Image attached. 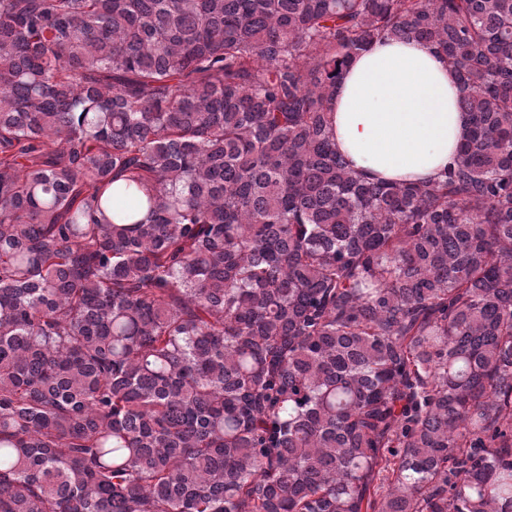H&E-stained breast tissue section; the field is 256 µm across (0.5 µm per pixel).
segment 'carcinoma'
Wrapping results in <instances>:
<instances>
[{
  "mask_svg": "<svg viewBox=\"0 0 512 512\" xmlns=\"http://www.w3.org/2000/svg\"><path fill=\"white\" fill-rule=\"evenodd\" d=\"M385 40L434 182L333 143ZM0 512H512V0H0ZM447 61L415 41L376 43L343 72L331 105L336 147L367 179L435 180L469 130Z\"/></svg>",
  "mask_w": 512,
  "mask_h": 512,
  "instance_id": "cac0c4a2",
  "label": "carcinoma"
}]
</instances>
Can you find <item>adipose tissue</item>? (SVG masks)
I'll list each match as a JSON object with an SVG mask.
<instances>
[{"label":"adipose tissue","instance_id":"ef3b65f1","mask_svg":"<svg viewBox=\"0 0 512 512\" xmlns=\"http://www.w3.org/2000/svg\"><path fill=\"white\" fill-rule=\"evenodd\" d=\"M459 97L455 73L433 49L415 41L374 44L336 86V146L368 179H437L469 130Z\"/></svg>","mask_w":512,"mask_h":512}]
</instances>
